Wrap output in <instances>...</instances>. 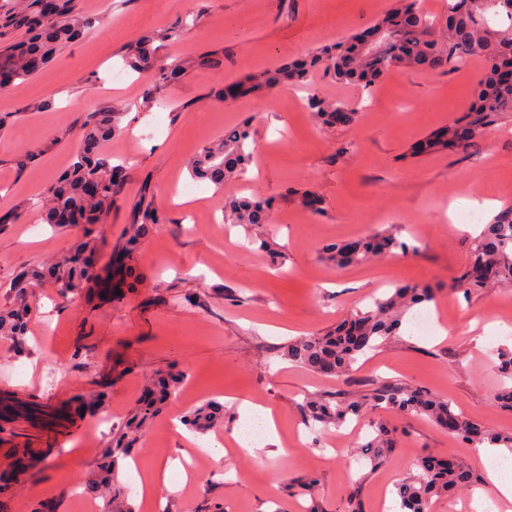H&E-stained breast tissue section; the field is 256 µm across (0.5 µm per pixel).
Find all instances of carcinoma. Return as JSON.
<instances>
[{
    "label": "carcinoma",
    "instance_id": "cac0c4a2",
    "mask_svg": "<svg viewBox=\"0 0 512 512\" xmlns=\"http://www.w3.org/2000/svg\"><path fill=\"white\" fill-rule=\"evenodd\" d=\"M46 0H32L17 13L0 15V26L25 30L28 41L23 49L13 47L0 53V73L9 76L10 84L25 81L49 68L56 53L79 37L81 27L71 22L73 0H53L54 11L45 12ZM497 0H448L441 17L445 34L437 36L433 20L423 14L420 0H398V5L371 29L381 32L372 52L358 49V35L339 38L319 53L292 65L254 78L248 87H236L237 94L247 95L256 89L272 87L282 80L305 85L316 69L337 82L369 89L395 66H414L429 72L461 69L473 59L485 64L468 106L439 135L424 142L416 153L437 150H465L475 138L492 129L505 115L512 114V83L504 72L512 69V11L495 5ZM169 37L164 30H152L137 38L127 51L124 62L131 70L145 73L156 85L168 83L188 68L215 69L220 59L203 55L192 63L178 60L157 63V43ZM309 109L322 122L351 123L357 112L342 103H330L311 97ZM118 131V113L94 112L86 120L79 146L64 172L49 189L46 222L56 223V212L68 209L71 223L80 219H104L122 197L124 166L112 164L101 144ZM257 151L250 128L237 127L224 134L215 144L203 147L189 166V176L217 189L228 178L244 175ZM270 202L260 199L224 200V220L230 224L254 225L267 222ZM136 233L128 244L144 236L153 224L165 223L164 214L143 198L133 205ZM94 248L83 242L61 256L47 268H23L11 279L12 307L0 314V337L15 347L25 345L26 316L31 310L34 284L47 280L64 301L81 294L98 278L95 268L82 262ZM330 260L338 267L361 263L374 256L407 255L418 251L389 231H381L345 244L327 247ZM512 281V207L504 209L485 225L474 243L467 268L456 280V287L469 290L485 288L491 283ZM435 301L427 287L396 284L382 297L374 299L368 309L345 319L335 328L318 335L298 337L284 347L289 362L325 376H340L354 370L359 359L377 352L392 336L399 335L406 315L416 307ZM498 372L502 379L497 402L512 409V352L498 353ZM157 397L151 395L133 416L130 427L138 428L158 412ZM302 410L309 422L324 428H339L350 419L363 418L373 411L391 412L405 417H423L450 431L473 447L484 444L512 452V433L485 428L456 413L444 396L421 388H412L396 380L383 381L365 392L349 396L311 395ZM223 415V406L209 402L197 408L188 425L199 432L213 428ZM361 454L372 466L381 464L396 448L389 429L372 425V432L358 444ZM476 478L458 462L453 452L427 456L417 465L416 474L395 485L398 512H430L433 500L444 497Z\"/></svg>",
    "mask_w": 512,
    "mask_h": 512
}]
</instances>
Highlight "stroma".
Returning a JSON list of instances; mask_svg holds the SVG:
<instances>
[{
    "label": "stroma",
    "mask_w": 512,
    "mask_h": 512,
    "mask_svg": "<svg viewBox=\"0 0 512 512\" xmlns=\"http://www.w3.org/2000/svg\"><path fill=\"white\" fill-rule=\"evenodd\" d=\"M395 0H78L75 18H92L48 71L0 90V309L5 282L68 252L83 237L43 223L50 185L66 170L90 113L116 112L120 131L105 142L112 159L129 158L121 199L94 227L96 264L116 270L134 222L131 205L146 197L165 223L141 238L129 260L139 276L115 298L99 288L63 303L50 283L35 290L24 352L0 338V399L18 410L0 414V512H88L87 488L102 476L113 436L123 432L145 387L158 375L183 381L149 420L119 487L131 512L156 502L131 486L135 462L170 468L173 492L165 512H347L357 496L363 512H396L394 486L424 455L454 451L477 479L431 512H459L476 499H496L476 448L420 418L373 413L333 433L308 425L305 394L355 393L381 379L424 387L449 398L465 417L512 432V411L495 402L496 352L512 349V283L479 291L455 288L475 235L448 220L472 201L512 206V121L464 151L422 156L413 146L451 123L470 101L480 61L448 72L391 68L368 90L314 71L307 88L279 85L242 98L226 86L314 54L336 38L371 26ZM170 27L161 61L215 51L224 64L190 70L157 90L125 71L123 58L140 33ZM125 80H117V73ZM342 102L356 122L328 127L310 112L308 96ZM250 123L258 151L245 177L183 201L187 165L203 146ZM319 201L305 206L304 194ZM269 198L265 224L243 229L224 221L225 196ZM384 228L414 242L417 253L337 267L332 243ZM269 240L282 263L244 247L246 236ZM433 288L428 307L438 330L417 335L404 326L378 352L360 360L350 378L333 379L284 359L296 337L321 333L393 282ZM273 408L282 453H250L235 439L247 421L238 400ZM224 405L221 427L176 433L207 401ZM393 428L395 450L379 466L358 453L371 423ZM197 482L181 466L193 448ZM313 481L306 496L301 485Z\"/></svg>",
    "instance_id": "stroma-1"
}]
</instances>
